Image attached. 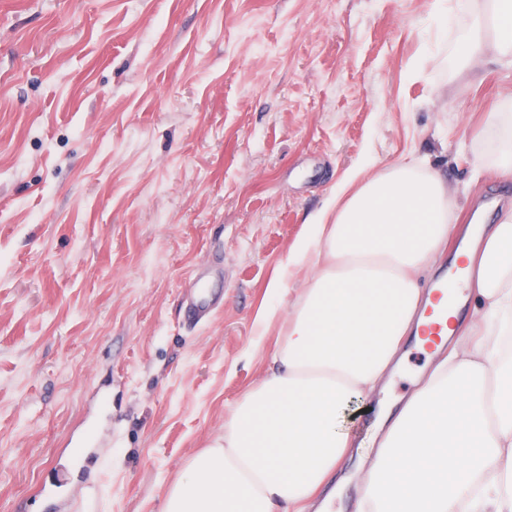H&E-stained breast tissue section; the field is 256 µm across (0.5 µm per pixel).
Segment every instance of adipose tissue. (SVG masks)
<instances>
[{
	"label": "adipose tissue",
	"mask_w": 512,
	"mask_h": 512,
	"mask_svg": "<svg viewBox=\"0 0 512 512\" xmlns=\"http://www.w3.org/2000/svg\"><path fill=\"white\" fill-rule=\"evenodd\" d=\"M458 65L512 64V0H465ZM493 164L512 175V114L489 112ZM427 160L357 169L311 221L288 263L308 267L287 320L267 308L273 371L233 406L224 436L192 457L162 512H328V484L354 452L349 408L384 384L413 338L433 365L382 430L368 435L356 512H512V207L498 224L460 229ZM462 237L451 265L475 305L448 308L439 342L421 333L433 291L423 278Z\"/></svg>",
	"instance_id": "1"
}]
</instances>
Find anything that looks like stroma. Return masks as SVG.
<instances>
[{"label": "stroma", "instance_id": "1", "mask_svg": "<svg viewBox=\"0 0 512 512\" xmlns=\"http://www.w3.org/2000/svg\"><path fill=\"white\" fill-rule=\"evenodd\" d=\"M432 3L0 0V512H161L268 374V285L357 168L428 158L495 222L512 177L474 158L512 67H458L467 12ZM205 264L224 300L191 329ZM403 351L357 438L425 372ZM98 429L86 488L60 455Z\"/></svg>", "mask_w": 512, "mask_h": 512}]
</instances>
